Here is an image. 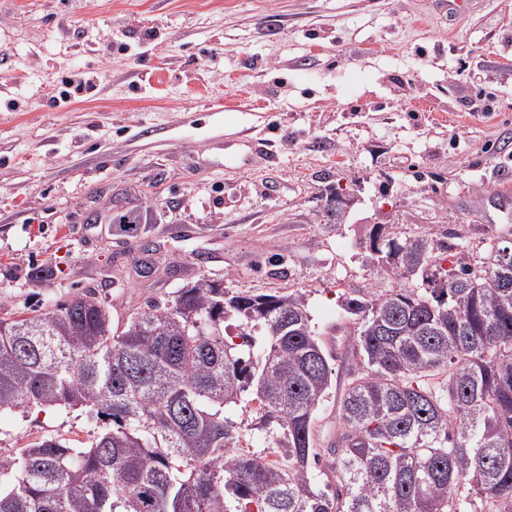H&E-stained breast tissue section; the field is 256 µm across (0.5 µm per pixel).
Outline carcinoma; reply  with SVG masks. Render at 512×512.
<instances>
[{
  "label": "carcinoma",
  "mask_w": 512,
  "mask_h": 512,
  "mask_svg": "<svg viewBox=\"0 0 512 512\" xmlns=\"http://www.w3.org/2000/svg\"><path fill=\"white\" fill-rule=\"evenodd\" d=\"M345 207L326 196L324 223ZM439 248L430 233L371 231L397 286L339 296L358 317L356 362L317 473L333 369L299 290L201 280L116 329L91 291L0 317V412L80 408L98 426L82 446L47 436L0 454V512H469L473 496L512 512V246L489 239L477 268L443 266ZM426 377L439 392L415 384ZM236 407L288 465L240 446Z\"/></svg>",
  "instance_id": "cac0c4a2"
}]
</instances>
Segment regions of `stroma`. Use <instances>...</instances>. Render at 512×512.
<instances>
[{
    "label": "stroma",
    "instance_id": "35a3bbf8",
    "mask_svg": "<svg viewBox=\"0 0 512 512\" xmlns=\"http://www.w3.org/2000/svg\"><path fill=\"white\" fill-rule=\"evenodd\" d=\"M75 73L91 90L51 106ZM329 188L353 200L345 223L321 221ZM508 188L512 0H0V312L91 290L121 325L202 278L305 292L334 370L319 453L354 363L337 298L394 285L373 225L476 267L490 236L512 241ZM95 429L81 410L4 412L0 454Z\"/></svg>",
    "mask_w": 512,
    "mask_h": 512
}]
</instances>
